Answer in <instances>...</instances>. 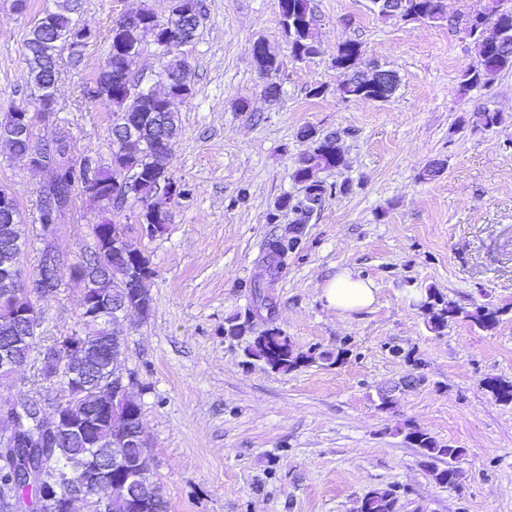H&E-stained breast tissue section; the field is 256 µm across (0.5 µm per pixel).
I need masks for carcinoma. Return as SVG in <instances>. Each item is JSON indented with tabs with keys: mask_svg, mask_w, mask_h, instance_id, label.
Returning a JSON list of instances; mask_svg holds the SVG:
<instances>
[{
	"mask_svg": "<svg viewBox=\"0 0 512 512\" xmlns=\"http://www.w3.org/2000/svg\"><path fill=\"white\" fill-rule=\"evenodd\" d=\"M310 2L311 0H280L282 34L290 45L292 56L297 60L310 59L320 54ZM370 2L373 3V10L385 19H398L403 22L447 20L445 0H404L403 11L399 13L379 8L376 5L377 0ZM498 2L499 0H488L482 18L464 27L466 35L474 44L476 62L461 74L459 91L463 94L475 87L488 86L502 74L512 72V40L508 47L496 48L480 31L482 27H490L512 33V12H500ZM138 14L143 19L142 23L131 24L112 36V57L106 58L105 67L94 85L87 87L84 92V96L91 101H107L112 104L114 119L111 128L110 166L90 168L74 163L59 169L51 166L52 177L40 194V222L55 223L58 215L69 206L74 192L84 190L86 177L89 176L109 190L115 189L121 179L133 180L138 185L137 196L133 200L141 206L138 223L160 226L168 223V211L157 209L154 196L161 191L167 192L174 181L170 173V160L173 143L182 131L179 113L172 106H160L144 92L131 94L132 83L129 79L122 85L113 83L112 72L125 69L131 59L137 60L148 37L152 38L164 55H171L180 50V47L164 41V31L160 28L163 21L153 11L140 9ZM76 28L77 25L65 14L48 10L26 39L29 84L34 93L35 107L45 113L54 110L55 98L47 95L45 88L57 83L60 73L59 47L68 46L74 56L81 55L87 47L85 43L78 47L71 40ZM260 44L259 53L254 55L256 67L259 74L273 78L280 71L281 62L266 41L262 40ZM360 50L359 43L345 42L337 47L333 57L334 66L345 74V79L336 88V93L342 99L365 96L357 71L354 70V54ZM162 76L163 83L175 89L180 99L188 98L191 93L192 73L185 60L176 58L169 61ZM299 134L303 138H314L317 143L312 153L298 160L293 173L294 181L303 188V195L298 198L284 196L278 201L277 208L289 209L303 216L321 207L328 195L325 184L317 177L318 172L331 165L336 168L341 166L343 158L336 152V136H321L311 127L301 128ZM0 141L5 142L14 154L23 156L33 146V132L21 134L16 112L12 111L0 122ZM89 200L100 212L107 215V218L91 227L94 250L68 269L61 268L56 271L50 265L51 257L47 249H42L35 271V276L41 277L43 281V290L38 292L17 284V279L22 276L23 259L28 248L25 224L18 206L15 205L7 211L0 210V336L24 337L21 343L11 348L15 366L0 372V381H9L39 347L37 327L41 313L37 305L38 299L55 293L64 280H69L77 287L83 283H92L95 285L93 291L104 296L106 303L110 304L112 298L119 297L130 306L136 307V295L125 291L123 286L127 285L134 272H141L146 276L154 275L149 258L141 252L126 265L113 263L112 248L101 240L102 230L107 232L108 242L122 240L124 225L112 222L108 214L121 208L127 199L117 194H109L105 200L98 195L89 197ZM300 236L301 228L297 226L289 231V235H283L269 243L267 286H272L281 273L283 257L297 247ZM251 288V313L255 316L263 315L267 321L272 320L275 313L273 298L256 282ZM417 306L426 316L428 328L436 333L443 331L449 321L461 315L480 329L492 331L496 329L503 313L501 308L484 305L465 313L430 288L425 290V296L417 302ZM79 325L80 329L74 331V334L87 342H94L97 337L108 335L104 321L89 317L85 312L80 313ZM247 353L271 369L281 372H290L317 357L322 360L333 358L338 364L344 362L341 353L334 356L321 353L315 357L296 351L289 337L276 327L258 332L247 346ZM36 371L37 378L42 382L58 384L66 390L71 388V369L67 360L60 355L51 360L39 357ZM485 387L497 401L512 403V382L490 377L485 381ZM55 410L75 412L91 423L98 447L88 446L74 437L68 442H52L40 454L37 449L28 447L27 442L18 443L13 451L21 458L22 467L1 474L0 478L18 487V499L23 512H63V497L70 487L80 481L83 468L94 457L112 456V417L121 418L129 413L133 416L136 427L142 428L141 404L131 406L123 397L112 400L111 410L107 414L98 409V404L90 393L78 400L69 395L57 403ZM404 438L421 449L424 463L432 466V476L438 484H457L459 471L454 462L465 455L466 449L443 444L412 425L406 427ZM445 458L448 459V467L440 469L435 466V461ZM27 465L38 471L40 483L30 482L24 476V467ZM124 480V475L115 471L109 482L91 492L94 499L90 502V512H130L127 502L129 491L120 492L112 487V484ZM153 484L151 502L146 512H169V502L163 487L156 480ZM395 503L393 489L377 488L361 499L357 512H395Z\"/></svg>",
	"mask_w": 512,
	"mask_h": 512,
	"instance_id": "obj_1",
	"label": "carcinoma"
}]
</instances>
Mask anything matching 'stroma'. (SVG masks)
<instances>
[{"mask_svg":"<svg viewBox=\"0 0 512 512\" xmlns=\"http://www.w3.org/2000/svg\"><path fill=\"white\" fill-rule=\"evenodd\" d=\"M58 0H0V120L33 106L26 39ZM78 26L96 32L80 59L59 50L56 107L36 118L35 145L65 138L73 162L108 166L113 112L83 91L105 64L109 31L125 12L171 14L172 0H69ZM486 0H446L448 21L403 23L369 11L367 0H312L317 57L297 60L281 34L278 0H200L195 39L181 55L192 94L176 102L182 134L170 172L190 194L170 209L156 236L141 234L138 203L111 215L154 269L148 318L124 324L122 362L151 448L150 470L170 512H356L372 489L396 491V512H512V404L495 400L487 378L512 380V72L468 94L460 75L476 61L453 22ZM277 52L280 96L270 101L252 46ZM357 41V69L375 62L396 72L388 101L341 99L332 64ZM323 95H313L315 87ZM500 115L478 127L482 108ZM336 133L344 164L322 172L337 190L302 224L298 248L269 288L273 325L305 354L345 352L340 364L315 361L277 372L247 358L249 336H225V319L247 318L250 284L272 235L297 222L277 210L303 190L293 177L313 140L302 127ZM441 173L426 177L425 168ZM49 173L0 143V188L19 204L29 247L24 277L43 247L37 204ZM276 223H268V214ZM102 215L74 193L54 226L63 265L92 250ZM350 266L377 290L369 308L337 316L322 285ZM434 288L465 311L502 308L495 330L460 319L428 330L406 289ZM43 345L77 329L81 297L63 284L41 300ZM261 319L254 330L265 329ZM395 388L391 410L379 407ZM59 386L38 382L34 364L0 386V399L52 407ZM412 424L465 454L457 485L443 486L399 429Z\"/></svg>","mask_w":512,"mask_h":512,"instance_id":"1","label":"stroma"}]
</instances>
